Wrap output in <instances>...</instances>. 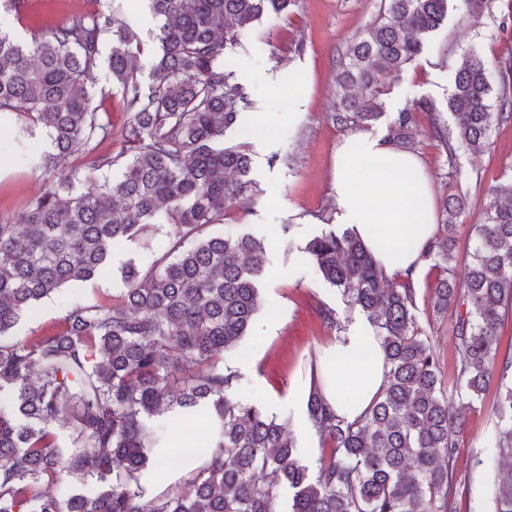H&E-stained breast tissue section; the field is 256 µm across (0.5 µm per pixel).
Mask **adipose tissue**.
<instances>
[{
	"label": "adipose tissue",
	"instance_id": "obj_1",
	"mask_svg": "<svg viewBox=\"0 0 512 512\" xmlns=\"http://www.w3.org/2000/svg\"><path fill=\"white\" fill-rule=\"evenodd\" d=\"M331 185L338 223L357 234L377 266L389 276L419 277L426 267L425 245L436 228L434 191L419 156L357 131L336 148ZM383 381L381 339L360 316L326 349L314 381L296 385L288 405L302 411L315 383L336 414L353 421L364 414ZM192 462V452L176 441L159 443L142 480L154 483L160 468L178 478Z\"/></svg>",
	"mask_w": 512,
	"mask_h": 512
}]
</instances>
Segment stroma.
Wrapping results in <instances>:
<instances>
[{
  "label": "stroma",
  "mask_w": 512,
  "mask_h": 512,
  "mask_svg": "<svg viewBox=\"0 0 512 512\" xmlns=\"http://www.w3.org/2000/svg\"><path fill=\"white\" fill-rule=\"evenodd\" d=\"M380 0H299L292 11L266 16L240 45L226 50L225 62L237 82L248 90L251 113L270 120L277 135L250 145L252 195L238 200L215 231L227 236L250 234L267 240L270 277L264 278L259 310L243 339V357L235 364L240 373L238 399L267 414L287 421L301 458L316 466L320 450L310 449L302 431L301 415L288 409L285 400L291 386L305 378L312 361L332 344L336 331L323 324L319 309H335L342 325L357 316L337 288L324 281L311 261L289 270L290 256L302 253L305 244L334 221L335 202L330 194L333 155L346 128L334 124L329 114L338 101L339 62L356 35L377 18ZM512 0H489L477 6L473 0H451L448 19L433 35L422 54L402 75L387 79L384 113L372 125L373 133H385L393 115L418 99L433 101L441 121H450L448 96L452 90L450 69L468 52L490 62L512 58ZM307 87L304 119L290 124L294 109L288 95L293 84ZM421 133L414 152L422 159L437 196L459 192L448 172V162L438 142L429 138L427 115H420ZM41 134L22 129L11 114L0 116V217L18 218L38 187L25 166V151H46ZM457 166L471 176L469 206L459 219V235L467 237L472 225L482 223L487 192L512 175V119L493 122L486 147L459 149ZM139 265L152 260L142 245H122L115 253L111 271L89 284L72 286L37 304L32 315L15 326L23 337L56 328L67 304L77 300L101 301L118 295L123 287L121 267L127 261ZM439 267L427 264L415 281L414 314L428 336L442 374L456 372L462 362L450 318L432 312L433 288ZM498 390L490 385L482 399L473 400L464 412L466 427L460 435L463 453L453 477L456 512H493V472L485 462L491 455L490 440L497 430L492 403Z\"/></svg>",
  "instance_id": "stroma-1"
}]
</instances>
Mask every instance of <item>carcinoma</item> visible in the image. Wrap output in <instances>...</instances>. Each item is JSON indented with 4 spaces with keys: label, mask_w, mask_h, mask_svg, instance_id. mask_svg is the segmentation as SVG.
Listing matches in <instances>:
<instances>
[{
    "label": "carcinoma",
    "mask_w": 512,
    "mask_h": 512,
    "mask_svg": "<svg viewBox=\"0 0 512 512\" xmlns=\"http://www.w3.org/2000/svg\"><path fill=\"white\" fill-rule=\"evenodd\" d=\"M160 18L148 81L131 60L148 46L114 13H75L20 43L0 33V112L41 129L52 153L33 161L39 188L17 220L0 218V512H456L453 473L465 420L459 406L498 394L493 440L512 458V344L499 329L512 309V177L489 189L484 223L457 254L460 193L438 203L445 237L425 258L442 261L433 313L450 316L464 361L443 387L439 360L422 336L411 280L389 286L354 233L330 228L305 247L323 279L342 290L381 337L382 391L357 420L328 407L319 388L309 419L329 453L312 473L286 424L230 393L239 374L224 363L258 309L266 245L249 235H213L224 214L254 191L247 145H224L250 104L224 71V49L268 14L296 0H148ZM449 0H384L380 18L348 48L333 123L367 128L382 115L385 78L421 54L448 14ZM112 50L103 55L106 37ZM123 90L131 121L117 154L107 113L91 89L102 69ZM495 66L471 53L457 66L448 110L417 101L398 112L386 138L410 149L418 114L444 148L485 146L493 119L512 118V91L493 96ZM92 156L84 171L76 154ZM115 178H99L103 169ZM173 231L146 266L121 268L124 288L110 303L76 301L47 333L12 329L61 289L112 268L114 249L146 243L157 226ZM463 263V281L456 265ZM180 412L178 427L204 431L196 466L158 491L140 481L153 433L146 420ZM220 440L211 443L213 423ZM68 429V440L53 428ZM81 489L66 497L45 486ZM493 512H512V471L493 486Z\"/></svg>",
    "instance_id": "cac0c4a2"
}]
</instances>
